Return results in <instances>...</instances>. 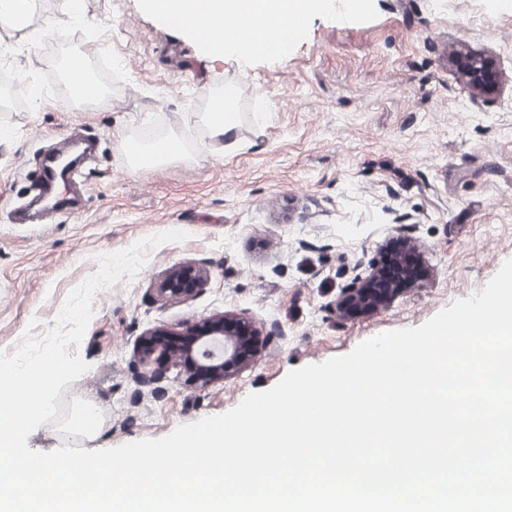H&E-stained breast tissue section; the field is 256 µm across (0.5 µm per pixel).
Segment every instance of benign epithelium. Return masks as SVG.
I'll return each instance as SVG.
<instances>
[{
  "label": "benign epithelium",
  "mask_w": 512,
  "mask_h": 512,
  "mask_svg": "<svg viewBox=\"0 0 512 512\" xmlns=\"http://www.w3.org/2000/svg\"><path fill=\"white\" fill-rule=\"evenodd\" d=\"M448 59L474 102L497 92L501 76L490 60L464 53L456 46L449 49ZM379 252V260L352 268L350 282L336 296L335 310L340 318L372 317L389 308L404 286L418 280L422 265L419 241L410 237L385 241ZM206 281L205 268L189 263L170 269L156 293L162 301H183L194 296ZM279 333V326L265 332L236 310L215 313L179 328H152L140 340L139 359L147 369L139 373L138 383L156 394L169 368L175 367L197 386L209 387L249 368L266 348L263 336Z\"/></svg>",
  "instance_id": "benign-epithelium-1"
}]
</instances>
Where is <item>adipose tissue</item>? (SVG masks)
Here are the masks:
<instances>
[{
  "label": "adipose tissue",
  "mask_w": 512,
  "mask_h": 512,
  "mask_svg": "<svg viewBox=\"0 0 512 512\" xmlns=\"http://www.w3.org/2000/svg\"><path fill=\"white\" fill-rule=\"evenodd\" d=\"M326 6V0H141L144 12L204 40L212 56L242 60L272 51L298 31L299 20ZM239 117L238 98L228 88L213 96L198 120L212 140L220 141L238 127ZM118 150L133 174L186 155L181 138L173 133L152 139L129 134L119 140Z\"/></svg>",
  "instance_id": "obj_1"
}]
</instances>
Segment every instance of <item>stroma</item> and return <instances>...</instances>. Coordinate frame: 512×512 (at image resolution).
Listing matches in <instances>:
<instances>
[{"mask_svg":"<svg viewBox=\"0 0 512 512\" xmlns=\"http://www.w3.org/2000/svg\"><path fill=\"white\" fill-rule=\"evenodd\" d=\"M87 23L40 36L59 0H38L27 30L9 32L0 72L38 84L40 101L0 87V352L26 330L43 334L99 255L181 230L152 248L140 272L97 293L77 348L89 369L62 391L103 414L95 440L45 423L30 449L87 450L161 438L273 388L289 371L351 352L378 334L417 327L482 290L512 258V0H368L348 15H310L285 50L240 63L207 56L199 41L144 13L141 0H84ZM493 57L500 93L473 103L451 74L448 47ZM81 58L106 106L74 105L64 62ZM235 86L240 125L221 160L194 114ZM173 132L190 156L127 172L118 135ZM94 149L74 176L77 210L14 212L45 180V159L72 141ZM406 215L395 223V215ZM424 247L428 277L387 310L344 320L334 304L347 269L369 264L388 238ZM203 265L193 298L161 302L156 286L175 266ZM234 309L281 335L249 369L201 389L169 382L139 394L137 342L150 327H178Z\"/></svg>","mask_w":512,"mask_h":512,"instance_id":"stroma-1","label":"stroma"}]
</instances>
